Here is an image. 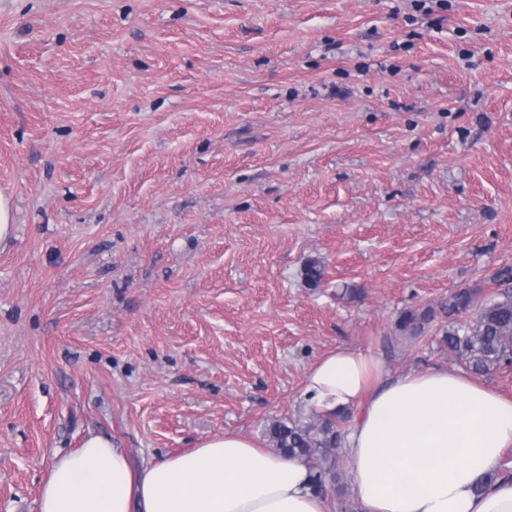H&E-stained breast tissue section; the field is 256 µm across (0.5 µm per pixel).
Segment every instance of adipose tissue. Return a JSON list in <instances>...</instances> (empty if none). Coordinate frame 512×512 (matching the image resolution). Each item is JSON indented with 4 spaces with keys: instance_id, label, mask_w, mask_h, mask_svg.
I'll return each mask as SVG.
<instances>
[{
    "instance_id": "ef3b65f1",
    "label": "adipose tissue",
    "mask_w": 512,
    "mask_h": 512,
    "mask_svg": "<svg viewBox=\"0 0 512 512\" xmlns=\"http://www.w3.org/2000/svg\"><path fill=\"white\" fill-rule=\"evenodd\" d=\"M309 410L354 411L346 452L364 512H512V479L481 486L512 447V397L446 368L390 376L339 348L306 372ZM39 512H326L309 463L227 433L133 465L91 434L55 454Z\"/></svg>"
}]
</instances>
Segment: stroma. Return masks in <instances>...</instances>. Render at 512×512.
Wrapping results in <instances>:
<instances>
[{
    "instance_id": "1",
    "label": "stroma",
    "mask_w": 512,
    "mask_h": 512,
    "mask_svg": "<svg viewBox=\"0 0 512 512\" xmlns=\"http://www.w3.org/2000/svg\"><path fill=\"white\" fill-rule=\"evenodd\" d=\"M0 192V512L91 433L266 443L322 355L459 368L440 302L503 292L512 0H0ZM13 205L9 196L0 193V245L7 243L13 236ZM433 307H426L421 310H406L402 312L397 320V328L404 335L417 338L425 333L426 325L434 317Z\"/></svg>"
}]
</instances>
